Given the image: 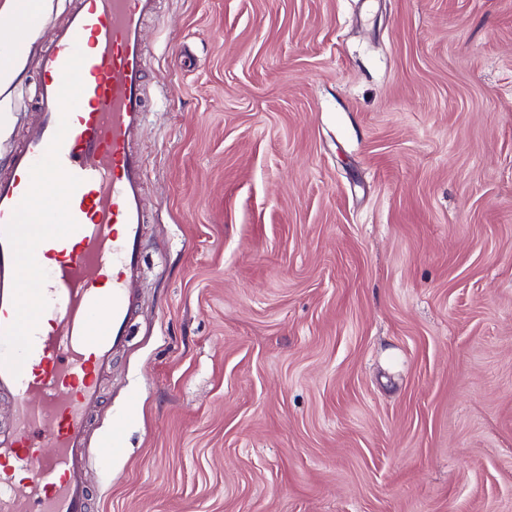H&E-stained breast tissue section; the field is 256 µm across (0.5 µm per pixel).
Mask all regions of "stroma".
<instances>
[{
	"instance_id": "stroma-1",
	"label": "stroma",
	"mask_w": 512,
	"mask_h": 512,
	"mask_svg": "<svg viewBox=\"0 0 512 512\" xmlns=\"http://www.w3.org/2000/svg\"><path fill=\"white\" fill-rule=\"evenodd\" d=\"M144 41L90 512H512V0H160Z\"/></svg>"
}]
</instances>
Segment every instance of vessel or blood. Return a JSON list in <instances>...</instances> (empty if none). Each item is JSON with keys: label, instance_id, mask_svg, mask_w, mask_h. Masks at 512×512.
Masks as SVG:
<instances>
[{"label": "vessel or blood", "instance_id": "1", "mask_svg": "<svg viewBox=\"0 0 512 512\" xmlns=\"http://www.w3.org/2000/svg\"><path fill=\"white\" fill-rule=\"evenodd\" d=\"M156 0H72L37 59V109L0 171V512H88L91 409L128 342L141 269L143 23ZM36 462V479L12 468Z\"/></svg>", "mask_w": 512, "mask_h": 512}]
</instances>
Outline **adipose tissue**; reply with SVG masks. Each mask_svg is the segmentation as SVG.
I'll return each instance as SVG.
<instances>
[{"label":"adipose tissue","instance_id":"ef3b65f1","mask_svg":"<svg viewBox=\"0 0 512 512\" xmlns=\"http://www.w3.org/2000/svg\"><path fill=\"white\" fill-rule=\"evenodd\" d=\"M44 21L43 0H20L10 16L0 18V87L12 79L17 56L30 31Z\"/></svg>","mask_w":512,"mask_h":512}]
</instances>
